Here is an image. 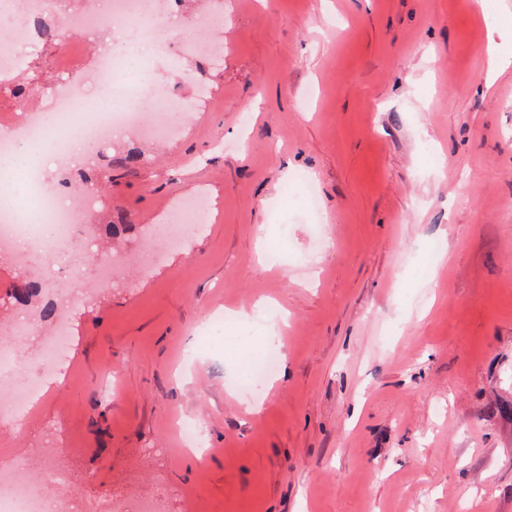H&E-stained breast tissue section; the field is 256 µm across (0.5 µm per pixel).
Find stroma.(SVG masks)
<instances>
[{
	"label": "stroma",
	"instance_id": "1",
	"mask_svg": "<svg viewBox=\"0 0 512 512\" xmlns=\"http://www.w3.org/2000/svg\"><path fill=\"white\" fill-rule=\"evenodd\" d=\"M178 16L177 38L224 55L180 57V134H121L46 171L81 213L69 391L0 427V463L52 464L67 479L46 498L106 489L128 512H512V66L492 70L512 57V0H181ZM67 46L84 49L69 69ZM111 47L68 27L29 47L0 124L62 87L94 101ZM132 148L141 163L117 166ZM303 180L318 216L287 196ZM197 197L205 229L143 269L152 226ZM117 219L130 231L107 233ZM276 238L282 264L257 265ZM43 264L0 251V324L29 311L33 355L56 322L12 291ZM262 299L288 317L286 371L252 409L229 388L234 351L197 330Z\"/></svg>",
	"mask_w": 512,
	"mask_h": 512
}]
</instances>
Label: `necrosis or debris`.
Returning a JSON list of instances; mask_svg holds the SVG:
<instances>
[{
  "instance_id": "4bbe7bcc",
  "label": "necrosis or debris",
  "mask_w": 512,
  "mask_h": 512,
  "mask_svg": "<svg viewBox=\"0 0 512 512\" xmlns=\"http://www.w3.org/2000/svg\"><path fill=\"white\" fill-rule=\"evenodd\" d=\"M176 0H101L97 21L113 28L123 44L143 46L141 56L145 67L130 69L122 58L103 56L99 62V78L105 85L129 84L135 89L130 104L114 108L108 118L87 112L70 114L66 94H58L52 107L59 119L48 124L43 114H30L24 129L8 125L0 129V158L11 155L20 135L39 140L53 139L65 149L74 142L99 144L112 139L120 131L130 130L141 137L155 139L171 135L175 116L190 108L189 102L178 99L170 88L159 82L146 64L154 57L169 55L175 41L170 22L176 15ZM9 18L10 28L0 37V78L9 79L22 63L21 52L44 38L55 36L60 25H84V16L59 18L54 0H0V18ZM25 200L17 202L10 192L0 188V250L26 256L31 250L46 252L49 267L58 268L54 278L44 279V292L53 300L65 302L66 290L74 283L73 276L61 271L64 246L79 222V209L65 204L55 187L46 183L42 173L30 169L24 176ZM31 317H21L14 328L0 332V424L16 423L30 409L44 381L61 376L64 361L67 317L59 315L56 331L44 337L39 358H31L23 349V338L33 332ZM279 363L276 341H268L259 363H248L247 375L236 392L244 401L258 398L275 373ZM0 512H102L99 505L84 503L74 507L50 502L25 477V467L14 462L0 466Z\"/></svg>"
}]
</instances>
